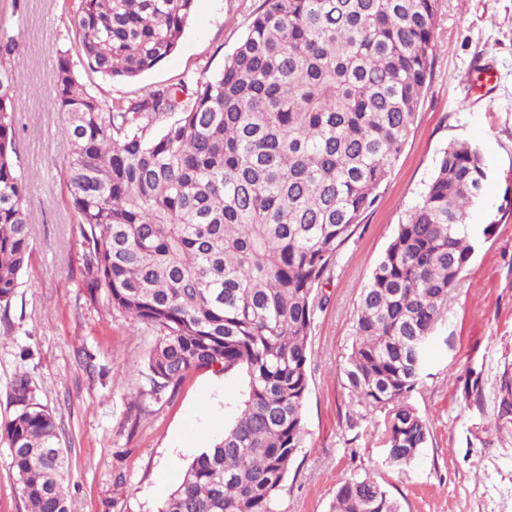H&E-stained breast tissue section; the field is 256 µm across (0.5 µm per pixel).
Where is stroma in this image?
Masks as SVG:
<instances>
[{
    "instance_id": "1",
    "label": "stroma",
    "mask_w": 512,
    "mask_h": 512,
    "mask_svg": "<svg viewBox=\"0 0 512 512\" xmlns=\"http://www.w3.org/2000/svg\"><path fill=\"white\" fill-rule=\"evenodd\" d=\"M262 0H197L175 52L129 83L87 66L100 100L223 69ZM437 49L414 126L374 205L321 290L312 331L307 446L291 464L278 512H330L337 482L371 473L402 512H512V0H439ZM64 0H18L22 82L15 112L19 161L30 173L32 256L0 310V419L9 387L28 375L57 414L71 466V512H160L188 464L222 436L246 392L243 372L201 368L160 400L148 394L150 331L84 284L83 246L62 184L67 145L50 84L59 48L74 42ZM477 142L492 171L475 223H494L448 306V321L412 396L431 438L419 464L389 467L375 413L356 414L343 357L371 267L419 199L439 155Z\"/></svg>"
}]
</instances>
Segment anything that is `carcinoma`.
Segmentation results:
<instances>
[{"mask_svg":"<svg viewBox=\"0 0 512 512\" xmlns=\"http://www.w3.org/2000/svg\"><path fill=\"white\" fill-rule=\"evenodd\" d=\"M196 0H75L79 56L131 82L177 48ZM438 0H262L222 71L109 103L59 50L64 181L84 281L156 331L151 394L193 370L241 369L236 420L188 466L160 512H276L305 447L303 408L318 288L398 160L427 88ZM0 29V309L31 257L18 165L15 58ZM174 120L154 133L155 123ZM491 177L479 146L441 152L360 293L345 357L353 403L384 414L387 462L418 464L428 422L410 402L448 299L494 223H472ZM0 421L25 512H69L61 430L28 376ZM332 512H401L373 476L341 480Z\"/></svg>","mask_w":512,"mask_h":512,"instance_id":"carcinoma-1","label":"carcinoma"}]
</instances>
